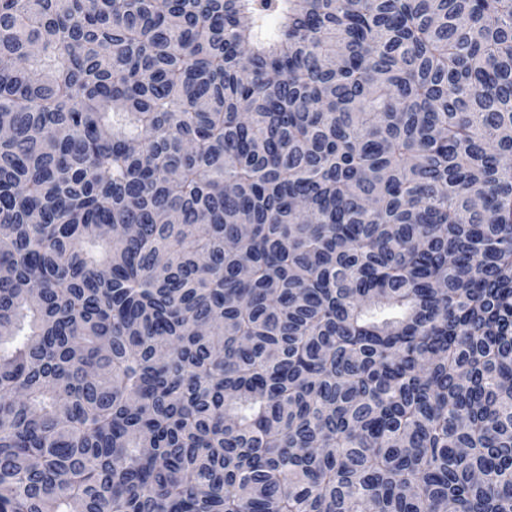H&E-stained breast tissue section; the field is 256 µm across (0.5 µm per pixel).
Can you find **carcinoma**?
<instances>
[{
	"instance_id": "obj_1",
	"label": "carcinoma",
	"mask_w": 512,
	"mask_h": 512,
	"mask_svg": "<svg viewBox=\"0 0 512 512\" xmlns=\"http://www.w3.org/2000/svg\"><path fill=\"white\" fill-rule=\"evenodd\" d=\"M0 125V512H512V0H0Z\"/></svg>"
}]
</instances>
